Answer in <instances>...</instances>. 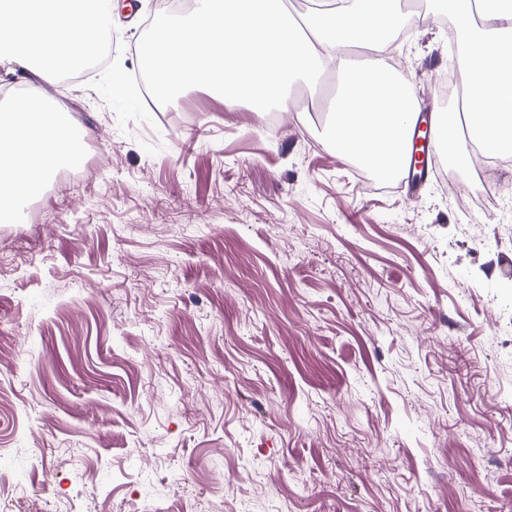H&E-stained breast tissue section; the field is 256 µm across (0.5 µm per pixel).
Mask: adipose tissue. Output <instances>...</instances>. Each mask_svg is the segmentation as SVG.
Masks as SVG:
<instances>
[{
	"mask_svg": "<svg viewBox=\"0 0 512 512\" xmlns=\"http://www.w3.org/2000/svg\"><path fill=\"white\" fill-rule=\"evenodd\" d=\"M460 32L458 66L462 114L439 115L449 165H468L473 148L512 151V0H439ZM465 133H453L457 121Z\"/></svg>",
	"mask_w": 512,
	"mask_h": 512,
	"instance_id": "ef3b65f1",
	"label": "adipose tissue"
}]
</instances>
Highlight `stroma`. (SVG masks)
Wrapping results in <instances>:
<instances>
[{
    "label": "stroma",
    "mask_w": 512,
    "mask_h": 512,
    "mask_svg": "<svg viewBox=\"0 0 512 512\" xmlns=\"http://www.w3.org/2000/svg\"><path fill=\"white\" fill-rule=\"evenodd\" d=\"M120 2L135 74L164 7ZM424 4L391 69L435 104ZM99 74L49 93L81 179L0 223V512H512V154L488 215L473 167L410 199L343 160L326 106L194 87L123 128ZM483 190L479 198H475L469 194L464 200V205L470 211H487L491 209H499L504 199L502 186L495 180L483 181Z\"/></svg>",
    "instance_id": "obj_1"
}]
</instances>
